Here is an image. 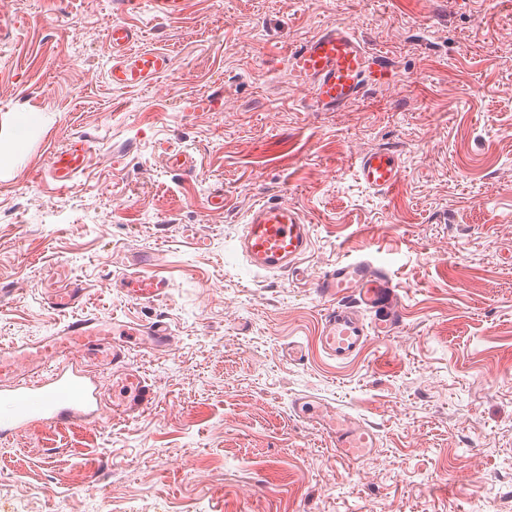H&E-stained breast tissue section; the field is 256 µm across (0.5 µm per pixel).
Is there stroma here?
Segmentation results:
<instances>
[{
    "instance_id": "stroma-1",
    "label": "stroma",
    "mask_w": 512,
    "mask_h": 512,
    "mask_svg": "<svg viewBox=\"0 0 512 512\" xmlns=\"http://www.w3.org/2000/svg\"><path fill=\"white\" fill-rule=\"evenodd\" d=\"M0 9L18 22L0 45V345L54 329L62 271L83 313L171 331L130 352L151 411L0 446V512H512V0H190L171 21L144 5L126 20L172 64L136 90L107 81L111 0ZM339 23L395 72L313 112L289 56ZM77 133L91 164L55 185L50 153ZM386 147L401 178L376 192L353 164ZM268 200L310 223L306 280L237 251ZM144 255L169 281L150 304L122 288ZM363 255L402 320L340 364L312 282ZM302 398L371 428V456H339Z\"/></svg>"
}]
</instances>
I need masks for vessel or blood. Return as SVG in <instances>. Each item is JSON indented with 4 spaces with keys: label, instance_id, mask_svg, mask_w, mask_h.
I'll return each instance as SVG.
<instances>
[{
    "label": "vessel or blood",
    "instance_id": "b4317fda",
    "mask_svg": "<svg viewBox=\"0 0 512 512\" xmlns=\"http://www.w3.org/2000/svg\"><path fill=\"white\" fill-rule=\"evenodd\" d=\"M155 17L181 18L189 0H150ZM139 0H112L113 17L105 28L112 48L107 79L122 89L151 86L171 67L170 56L158 50H134L137 31L124 19L137 11ZM291 66L309 93L310 109L333 112L362 99L371 87L388 82L393 62L383 52L369 50L345 25H336L296 50ZM92 156L88 137L72 135L55 150L47 174L67 184L81 174ZM402 172L398 156L387 148L364 153L356 161L359 182L386 191ZM310 244V226L295 208L267 201L251 211L239 239L247 263L258 270L282 271L303 279L300 259ZM169 288L166 278L144 271L124 280L127 299L150 303ZM326 301L319 343L323 352L344 362L359 355L370 335L386 336L394 331L398 307L389 271L364 258H353L328 269L314 284ZM85 290L72 280L51 289L48 305L63 318L50 334L0 348V443L33 424L47 426L89 422L110 425L113 418L143 413L155 402L152 387L142 372L128 363L131 346L168 343L170 332L163 322L132 325L103 321L78 314ZM374 312L375 323L366 326L360 310ZM111 372L115 388L127 401L105 406L102 372ZM373 433L357 422L348 423L336 435V450L358 459L374 447Z\"/></svg>",
    "mask_w": 512,
    "mask_h": 512
}]
</instances>
